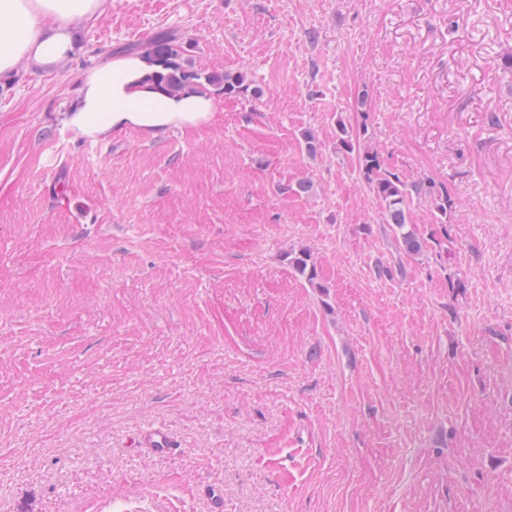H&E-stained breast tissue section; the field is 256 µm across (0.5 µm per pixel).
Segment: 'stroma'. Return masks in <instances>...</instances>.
<instances>
[{
    "label": "stroma",
    "instance_id": "1",
    "mask_svg": "<svg viewBox=\"0 0 512 512\" xmlns=\"http://www.w3.org/2000/svg\"><path fill=\"white\" fill-rule=\"evenodd\" d=\"M78 31L0 87V512H512V0H112ZM162 31L256 95L160 139L62 124ZM341 123L447 188L444 224L410 198L420 253Z\"/></svg>",
    "mask_w": 512,
    "mask_h": 512
}]
</instances>
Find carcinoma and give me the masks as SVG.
Segmentation results:
<instances>
[{
    "instance_id": "cac0c4a2",
    "label": "carcinoma",
    "mask_w": 512,
    "mask_h": 512,
    "mask_svg": "<svg viewBox=\"0 0 512 512\" xmlns=\"http://www.w3.org/2000/svg\"><path fill=\"white\" fill-rule=\"evenodd\" d=\"M150 54L158 56L168 69L164 76L167 86L173 92L185 88L221 92L226 96L245 95L250 92V83L243 72L224 74L205 73L197 69L186 48V41L171 32L157 33L148 42L140 45ZM337 147L347 153L358 151L359 171L369 190L385 206L387 223L402 229L408 224V199L411 188L397 174L382 169L378 154L360 149L359 139L353 137L346 126L338 125ZM436 223H448V211L452 208L448 190L441 189L430 194Z\"/></svg>"
}]
</instances>
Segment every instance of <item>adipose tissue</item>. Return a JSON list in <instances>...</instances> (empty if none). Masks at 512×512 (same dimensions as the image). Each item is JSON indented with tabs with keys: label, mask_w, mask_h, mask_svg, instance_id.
<instances>
[{
	"label": "adipose tissue",
	"mask_w": 512,
	"mask_h": 512,
	"mask_svg": "<svg viewBox=\"0 0 512 512\" xmlns=\"http://www.w3.org/2000/svg\"><path fill=\"white\" fill-rule=\"evenodd\" d=\"M112 0H0V80L18 64L57 69L78 49L76 22H95ZM161 60L139 51L108 57L84 72L63 123L76 136L107 139L129 130L155 139L212 123L220 105L210 92L169 91Z\"/></svg>",
	"instance_id": "obj_1"
}]
</instances>
